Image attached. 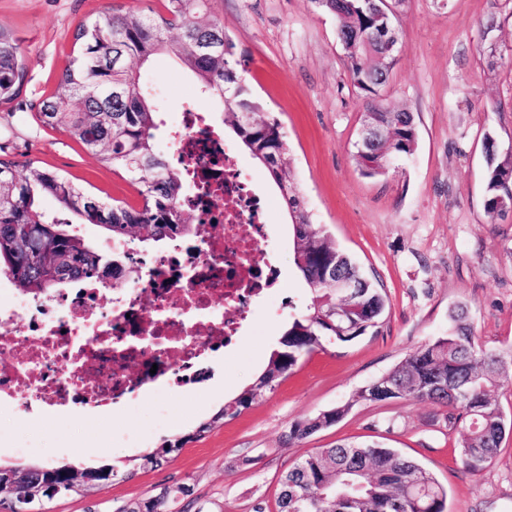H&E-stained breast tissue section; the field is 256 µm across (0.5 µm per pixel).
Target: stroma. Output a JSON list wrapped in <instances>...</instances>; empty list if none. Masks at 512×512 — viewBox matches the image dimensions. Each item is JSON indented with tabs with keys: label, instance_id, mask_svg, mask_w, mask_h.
I'll return each mask as SVG.
<instances>
[{
	"label": "stroma",
	"instance_id": "obj_1",
	"mask_svg": "<svg viewBox=\"0 0 512 512\" xmlns=\"http://www.w3.org/2000/svg\"><path fill=\"white\" fill-rule=\"evenodd\" d=\"M151 15L164 0H0V27L26 61L19 95L0 105V159L16 173L34 164L73 181L106 204L139 207V184L37 112L75 50L74 34L106 8ZM209 17L244 53V79L286 136L296 188L315 223L387 295L377 332L328 344L304 357L273 393L220 422L212 417L263 370L288 322L303 312L306 285L293 264L286 205L266 171L238 156L267 204L281 275L249 329L211 362L209 379L147 398L135 410L21 418L0 408V464L60 465L62 450L84 448L96 460L131 459L164 440L186 437L174 461L134 470L122 482L48 504L46 512H125L177 483L196 500L170 512H276L279 481L302 457L341 441L382 443L428 469L446 489L445 512H512V433L491 465L462 468L446 411L409 399L368 401L362 387L391 371L416 347L446 335L448 314L467 306L476 336L512 350V214L489 221L485 137L512 147V0H403L395 25L401 51L387 97L412 112L419 143L368 178L353 159L366 99L351 85L334 16L312 0H207ZM496 30L485 34L488 22ZM158 110L157 145L177 113H208L222 125L218 97L204 96L191 73L165 54L140 70ZM345 407L333 426L287 442L292 423ZM210 422L205 433L200 423ZM34 445L31 453L23 445Z\"/></svg>",
	"mask_w": 512,
	"mask_h": 512
}]
</instances>
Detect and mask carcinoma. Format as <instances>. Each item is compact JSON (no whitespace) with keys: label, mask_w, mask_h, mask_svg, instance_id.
Wrapping results in <instances>:
<instances>
[{"label":"carcinoma","mask_w":512,"mask_h":512,"mask_svg":"<svg viewBox=\"0 0 512 512\" xmlns=\"http://www.w3.org/2000/svg\"><path fill=\"white\" fill-rule=\"evenodd\" d=\"M401 0H313L336 17L337 37L354 89L368 100L362 122L379 132L373 143L355 142V161L363 175L383 176L394 157L413 154L419 139L414 115L387 102L383 90L391 58L374 40L383 23L395 17ZM203 0H166L154 16L114 14L106 9L82 23L75 39L78 55L58 76L54 91L39 104L44 125L63 129L92 154L125 171L142 185L139 209L107 206L71 181L38 166L18 177L0 160V274L24 292L40 294L62 267L68 281L96 280L100 254L71 229L51 219L40 206L44 196L79 224L107 230L115 242L131 233L139 240L176 241L199 226L197 214L182 206L186 177L158 150L156 112L139 70L166 52L186 67L201 91L221 98L224 125L269 172L285 201L293 227V261L309 293L305 312L288 322L263 373L224 402L199 436L213 423L232 418L263 399L266 385L292 371L324 342H351L378 328L386 295L378 281L365 276L318 224L312 222L296 192L288 144L280 125L260 112L240 74L242 56L216 19L202 14ZM176 28L179 36L166 33ZM25 74L17 40L0 28V103L12 101ZM484 209L492 220L512 206V153L501 155L485 137ZM44 225L38 252L27 248V226ZM355 281L351 296L330 282ZM448 335L419 346L380 386L364 387V400L412 399L448 409V425L459 430V455L465 471L478 473L498 455L502 412L495 390L512 386V352L487 348L475 336L464 307L449 315ZM187 439L164 441L140 458L139 468L155 469L174 457ZM446 490L417 462L378 443H344L323 448L297 462L283 476L277 512H444Z\"/></svg>","instance_id":"cac0c4a2"}]
</instances>
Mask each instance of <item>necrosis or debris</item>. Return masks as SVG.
<instances>
[{
  "mask_svg": "<svg viewBox=\"0 0 512 512\" xmlns=\"http://www.w3.org/2000/svg\"><path fill=\"white\" fill-rule=\"evenodd\" d=\"M170 145L194 191L213 198L193 247L155 255L149 275L113 294L106 311L93 283L33 298L0 287V406L45 416L133 407L206 378L251 319L268 291L255 263L270 234L265 207L202 113H182Z\"/></svg>",
  "mask_w": 512,
  "mask_h": 512,
  "instance_id": "obj_1",
  "label": "necrosis or debris"
}]
</instances>
